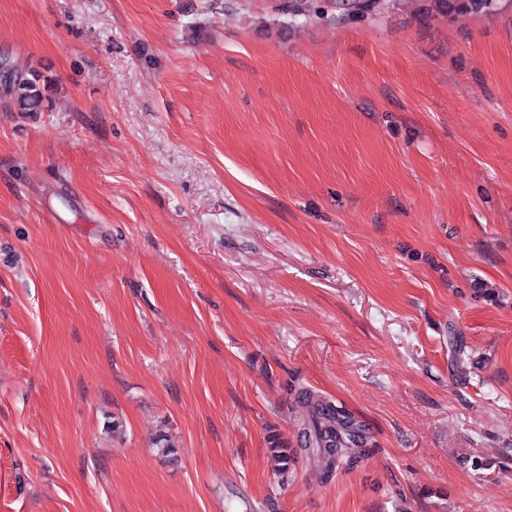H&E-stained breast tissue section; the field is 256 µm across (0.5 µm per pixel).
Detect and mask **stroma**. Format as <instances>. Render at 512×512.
Masks as SVG:
<instances>
[{
    "label": "stroma",
    "mask_w": 512,
    "mask_h": 512,
    "mask_svg": "<svg viewBox=\"0 0 512 512\" xmlns=\"http://www.w3.org/2000/svg\"><path fill=\"white\" fill-rule=\"evenodd\" d=\"M432 3L0 0V512H512V0ZM14 78L8 84H2V91L10 100L9 107L14 112H43L48 102V86L44 77L34 68L21 69L9 64ZM296 401L301 408L297 433L301 450L324 463L327 473L343 461L349 465L357 461L356 448H366L370 439L351 413L304 389L296 391ZM268 450L273 463V471L281 478H287L295 458V449L281 434L270 432L267 438Z\"/></svg>",
    "instance_id": "1"
}]
</instances>
